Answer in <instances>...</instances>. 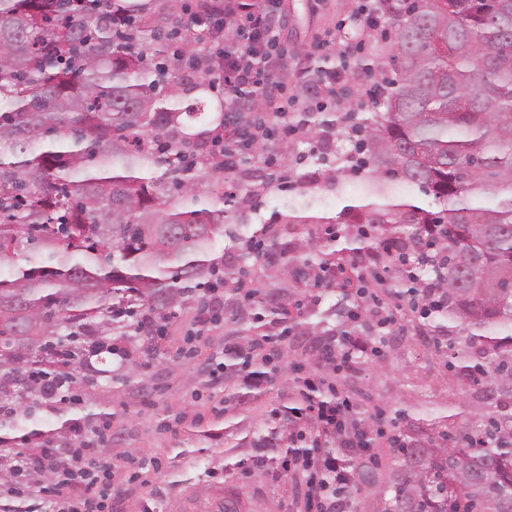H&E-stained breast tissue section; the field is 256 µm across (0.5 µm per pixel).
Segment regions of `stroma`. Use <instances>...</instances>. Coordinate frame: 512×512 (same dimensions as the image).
<instances>
[{
    "instance_id": "35a3bbf8",
    "label": "stroma",
    "mask_w": 512,
    "mask_h": 512,
    "mask_svg": "<svg viewBox=\"0 0 512 512\" xmlns=\"http://www.w3.org/2000/svg\"><path fill=\"white\" fill-rule=\"evenodd\" d=\"M361 0H274L282 17L279 44L288 49L287 66L275 69L277 82L286 88L288 110L297 117L311 108V94L301 89V68L309 66V53L324 42L339 41V22L358 12ZM344 159L347 140L328 130L318 138L297 131L287 140L267 142V156L288 157L297 173L314 170L312 152ZM344 194L321 188L309 191L297 183L273 187L252 200L253 222L268 220L272 211L312 207L335 213L353 204L359 175L345 173ZM236 306L225 303L218 323L197 337L192 353L177 349L191 328L194 308H186L156 351L143 355L134 348L135 377L128 382L100 379L93 389L98 412L112 417V442L104 449L112 457V512H224L226 493H238L245 512H273L287 506L297 512L304 487L288 490L274 465L256 462L251 446L231 447L224 429L237 436L264 429L271 410L291 404L293 388L282 379L266 384L250 400L224 410L226 345L238 343L240 328L233 319ZM380 362L368 361L346 372L347 389L358 402L372 401L387 411L426 407L460 412L466 401L455 379L430 360L410 334L390 337ZM250 461L242 478L225 475L227 464Z\"/></svg>"
}]
</instances>
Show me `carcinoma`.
<instances>
[{
    "label": "carcinoma",
    "instance_id": "obj_1",
    "mask_svg": "<svg viewBox=\"0 0 512 512\" xmlns=\"http://www.w3.org/2000/svg\"><path fill=\"white\" fill-rule=\"evenodd\" d=\"M388 27L380 110L304 119L313 136L338 129L351 142L347 162L366 172L360 203L334 217L277 211L281 227L252 231L241 204L254 186L229 178L213 145L216 130L227 150L250 124L213 94L224 55L183 51L188 65L169 69L180 38L154 0H0V404L17 405L0 418V470L18 454L14 434L42 426L46 391L67 401L79 383L122 376L113 342L150 345L216 288L248 306L244 341L268 325L282 339L310 315L282 321L252 272L285 265L313 287L337 265L356 300L408 303L472 408H401L387 433L368 426L351 490L378 496L380 512H512V0H395ZM291 178L286 161L260 175ZM402 184L429 204L400 198ZM308 224L323 230L319 250L281 240ZM221 233L244 259L229 273L213 258ZM431 281L444 297L418 312ZM345 299L314 312L317 348L372 339L341 320ZM284 359L224 355V403L244 400L236 376L274 375ZM254 444L283 461L303 452L276 426Z\"/></svg>",
    "mask_w": 512,
    "mask_h": 512
}]
</instances>
